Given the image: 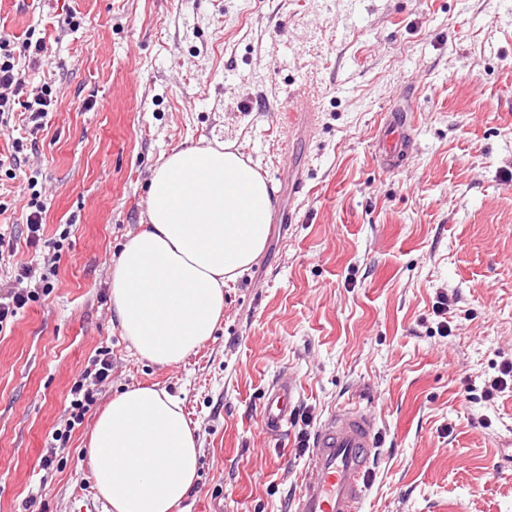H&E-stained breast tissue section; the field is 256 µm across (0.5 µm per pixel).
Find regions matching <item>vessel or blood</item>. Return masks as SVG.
Wrapping results in <instances>:
<instances>
[{
	"label": "vessel or blood",
	"mask_w": 512,
	"mask_h": 512,
	"mask_svg": "<svg viewBox=\"0 0 512 512\" xmlns=\"http://www.w3.org/2000/svg\"><path fill=\"white\" fill-rule=\"evenodd\" d=\"M406 118V106H394L380 130L377 154L386 171H396L412 150ZM295 397L290 380L273 381L260 408L261 424L271 432H285ZM378 444L376 422L363 408L330 414L314 434L308 474L292 497V512H360Z\"/></svg>",
	"instance_id": "b4317fda"
}]
</instances>
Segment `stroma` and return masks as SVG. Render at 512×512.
<instances>
[{
    "label": "stroma",
    "mask_w": 512,
    "mask_h": 512,
    "mask_svg": "<svg viewBox=\"0 0 512 512\" xmlns=\"http://www.w3.org/2000/svg\"><path fill=\"white\" fill-rule=\"evenodd\" d=\"M512 0H0V32L42 38L27 86L56 106L0 169V225L37 191L59 248L49 293L0 334V512H105L85 457L115 395L182 400L201 448L177 512H288L301 435L359 402L381 446L361 512H512V388L472 390L512 357ZM409 102L414 151L384 172L376 135ZM233 143L273 181H304L258 260L224 288L213 336L159 366L123 337L112 262L147 221L160 160ZM448 295L451 331L434 309ZM112 376L67 441L70 390L100 349ZM300 397L284 435L259 408ZM296 392L294 384L286 378L279 377L272 382L260 408V422L267 430L286 432L293 415Z\"/></svg>",
    "instance_id": "35a3bbf8"
}]
</instances>
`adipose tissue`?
Here are the masks:
<instances>
[{
	"mask_svg": "<svg viewBox=\"0 0 512 512\" xmlns=\"http://www.w3.org/2000/svg\"><path fill=\"white\" fill-rule=\"evenodd\" d=\"M271 210L266 181L232 145L186 146L156 167L148 222L111 273L112 307L139 357L177 364L212 336L224 286L261 255ZM87 448L112 512H175L197 478L198 437L180 401L153 387L110 400Z\"/></svg>",
	"mask_w": 512,
	"mask_h": 512,
	"instance_id": "ef3b65f1",
	"label": "adipose tissue"
}]
</instances>
